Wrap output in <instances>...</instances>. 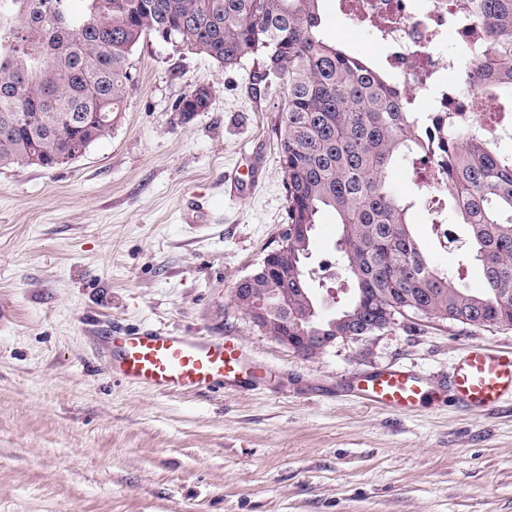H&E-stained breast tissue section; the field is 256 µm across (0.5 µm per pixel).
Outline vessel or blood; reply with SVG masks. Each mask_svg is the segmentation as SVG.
<instances>
[{
	"instance_id": "b4317fda",
	"label": "vessel or blood",
	"mask_w": 512,
	"mask_h": 512,
	"mask_svg": "<svg viewBox=\"0 0 512 512\" xmlns=\"http://www.w3.org/2000/svg\"><path fill=\"white\" fill-rule=\"evenodd\" d=\"M110 370L120 380L158 394L245 389L262 367L230 336H197L162 327H140L111 336ZM342 394L388 413L448 405L485 411L512 404V350L464 345L442 382L396 365L356 374Z\"/></svg>"
}]
</instances>
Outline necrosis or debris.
Masks as SVG:
<instances>
[{
  "label": "necrosis or debris",
  "mask_w": 512,
  "mask_h": 512,
  "mask_svg": "<svg viewBox=\"0 0 512 512\" xmlns=\"http://www.w3.org/2000/svg\"><path fill=\"white\" fill-rule=\"evenodd\" d=\"M469 0H336L345 23L369 32L387 67L424 88L436 110L447 111L458 127L486 131L496 105L474 96H451L449 71L458 63L445 53L449 37L466 46L471 58L482 54L483 28L467 9Z\"/></svg>",
  "instance_id": "1"
}]
</instances>
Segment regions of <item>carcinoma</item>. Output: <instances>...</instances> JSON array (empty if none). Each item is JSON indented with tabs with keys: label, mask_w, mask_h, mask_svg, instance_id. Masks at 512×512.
Here are the masks:
<instances>
[{
	"label": "carcinoma",
	"mask_w": 512,
	"mask_h": 512,
	"mask_svg": "<svg viewBox=\"0 0 512 512\" xmlns=\"http://www.w3.org/2000/svg\"><path fill=\"white\" fill-rule=\"evenodd\" d=\"M0 0V168L53 169L106 137L125 111L132 53L155 35L225 68L258 60L256 84L285 89L277 139L286 173L288 279L238 280L266 295L269 331L372 336L410 314L512 329V151L501 133L452 129L446 112H416L413 90L361 52L322 35V0ZM489 56L464 68L460 93L512 103V0H476ZM184 94L175 110L209 109ZM428 161L469 231L485 288L466 287L423 252L415 200L390 176ZM324 212L336 218V265L352 286L332 314L305 266ZM312 229L304 232L300 225Z\"/></svg>",
	"instance_id": "cac0c4a2"
}]
</instances>
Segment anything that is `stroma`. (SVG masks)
Listing matches in <instances>:
<instances>
[{
	"mask_svg": "<svg viewBox=\"0 0 512 512\" xmlns=\"http://www.w3.org/2000/svg\"><path fill=\"white\" fill-rule=\"evenodd\" d=\"M327 40L380 61L323 0ZM111 133L52 170L0 168V512H512V410L427 408L397 416L337 396L362 371L408 365L434 378L471 341L512 349V329L420 317L306 359L251 326L235 282L286 222L277 97L256 61L222 67L147 36ZM209 86L207 111L172 105ZM261 161L229 198L224 178ZM207 222H181L184 197ZM323 214L307 265L334 310L350 295L330 269ZM424 252L479 286L464 248L441 247L427 207ZM158 325L241 339L265 376L243 392L158 395L106 366L112 331Z\"/></svg>",
	"mask_w": 512,
	"mask_h": 512,
	"instance_id": "obj_1",
	"label": "stroma"
}]
</instances>
